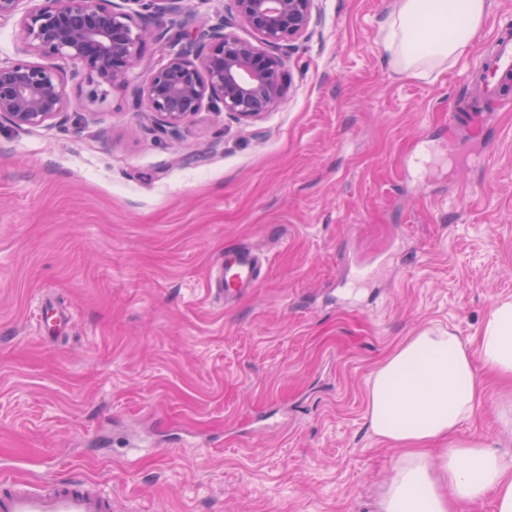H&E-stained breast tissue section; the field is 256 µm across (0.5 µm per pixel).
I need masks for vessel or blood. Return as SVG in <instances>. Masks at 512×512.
I'll list each match as a JSON object with an SVG mask.
<instances>
[{
  "label": "vessel or blood",
  "mask_w": 512,
  "mask_h": 512,
  "mask_svg": "<svg viewBox=\"0 0 512 512\" xmlns=\"http://www.w3.org/2000/svg\"><path fill=\"white\" fill-rule=\"evenodd\" d=\"M512 84V26L501 27L492 51L479 70L477 86L486 97L502 95ZM258 253L235 248L211 271L209 285L216 298L227 301L255 287L261 277ZM0 512H112V497L80 476L32 487L8 474L0 475Z\"/></svg>",
  "instance_id": "1"
}]
</instances>
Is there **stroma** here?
I'll return each instance as SVG.
<instances>
[{
	"label": "stroma",
	"instance_id": "obj_1",
	"mask_svg": "<svg viewBox=\"0 0 512 512\" xmlns=\"http://www.w3.org/2000/svg\"><path fill=\"white\" fill-rule=\"evenodd\" d=\"M490 2L469 60L425 82L382 56L393 0H315L273 109L171 134L136 92L179 25L228 17L185 0L151 17L164 38L125 91L1 123L0 469L97 481L117 512H375L401 451L369 429L373 371L428 327L476 339L512 299V94L468 85L512 19ZM237 247L265 275L225 303L208 275ZM46 295L74 314L52 342ZM484 394L458 436L512 460V386Z\"/></svg>",
	"mask_w": 512,
	"mask_h": 512
}]
</instances>
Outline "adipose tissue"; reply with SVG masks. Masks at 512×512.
<instances>
[{
    "mask_svg": "<svg viewBox=\"0 0 512 512\" xmlns=\"http://www.w3.org/2000/svg\"><path fill=\"white\" fill-rule=\"evenodd\" d=\"M489 0H394L381 25L390 68L411 79L466 59ZM479 359L454 332L428 328L388 355L369 383L372 433L402 454L382 484L377 512H462L495 492V512H512V464L460 426L483 406L480 371L512 377V301L496 302L479 336ZM443 442L437 456L428 446Z\"/></svg>",
    "mask_w": 512,
    "mask_h": 512,
    "instance_id": "1",
    "label": "adipose tissue"
}]
</instances>
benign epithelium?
Returning <instances> with one entry per match:
<instances>
[{"label":"benign epithelium","instance_id":"1","mask_svg":"<svg viewBox=\"0 0 512 512\" xmlns=\"http://www.w3.org/2000/svg\"><path fill=\"white\" fill-rule=\"evenodd\" d=\"M19 20L26 54L35 60L0 65V122L42 126L82 110L104 89L123 90L145 41L154 37L149 19L157 9L183 10V0H42ZM315 0H230L256 42L225 32V26L181 30L180 50L150 70L137 104L162 130L176 131L204 109L238 120L259 118L285 94L288 77L281 51L306 36ZM53 59L80 62L86 72L85 100L65 90Z\"/></svg>","mask_w":512,"mask_h":512}]
</instances>
